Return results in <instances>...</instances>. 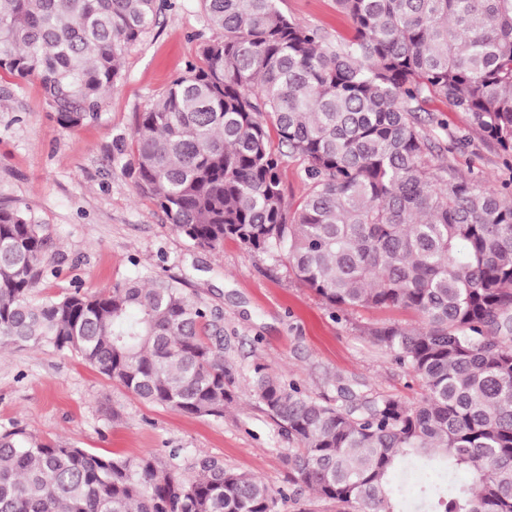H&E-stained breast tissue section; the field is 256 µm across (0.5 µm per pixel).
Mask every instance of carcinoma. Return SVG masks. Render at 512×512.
Returning a JSON list of instances; mask_svg holds the SVG:
<instances>
[{"instance_id": "1", "label": "carcinoma", "mask_w": 512, "mask_h": 512, "mask_svg": "<svg viewBox=\"0 0 512 512\" xmlns=\"http://www.w3.org/2000/svg\"><path fill=\"white\" fill-rule=\"evenodd\" d=\"M224 39L141 113L131 173L201 250L233 240L288 261L340 311L400 308L417 327L370 336L413 373L420 399L316 398L262 364L250 396L288 439L289 482L342 512H407L394 474L427 461L423 512H512V202L436 163L431 97L470 115L512 155V0H336L352 24L329 37L276 0H202ZM157 0H0V71L39 78L58 123L97 118L125 48ZM307 190L290 211L286 158ZM50 239L0 207V347L75 353L138 398L224 416L234 378L219 314L169 281L32 295ZM464 473L470 481L450 483ZM260 479L194 458L92 453L0 434V512H274Z\"/></svg>"}]
</instances>
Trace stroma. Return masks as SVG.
<instances>
[{"label":"stroma","mask_w":512,"mask_h":512,"mask_svg":"<svg viewBox=\"0 0 512 512\" xmlns=\"http://www.w3.org/2000/svg\"><path fill=\"white\" fill-rule=\"evenodd\" d=\"M154 26L127 47L122 77L97 119L63 128L37 77L0 75V207L19 206L52 239L53 275L46 295L103 289L125 281L176 280L218 310L224 358L238 396L220 419L146 403L77 355L49 348H0V433L16 428L45 441L121 457L172 449L222 459L226 468L260 478L279 491L276 512H336L311 492L294 494L281 450L288 441L247 398L254 364L298 382L316 397L335 399L339 385L415 401L418 382L368 335L383 324H416L397 309H331L288 263L250 253L237 242L203 251L168 223L149 197L136 193L126 165L139 115L171 82L199 64L207 43L223 38L201 0H160ZM295 20L346 35L350 20L336 0H277ZM454 172L497 187L512 182V157L480 135L446 154Z\"/></svg>","instance_id":"1"}]
</instances>
